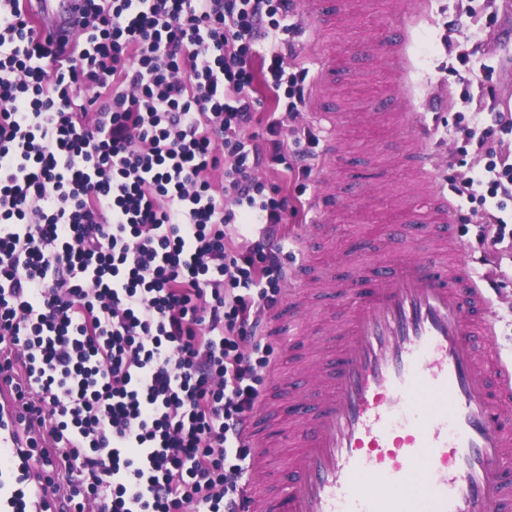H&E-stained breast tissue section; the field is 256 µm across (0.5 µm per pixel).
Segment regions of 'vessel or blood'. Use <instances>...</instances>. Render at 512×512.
I'll use <instances>...</instances> for the list:
<instances>
[{
  "label": "vessel or blood",
  "instance_id": "1",
  "mask_svg": "<svg viewBox=\"0 0 512 512\" xmlns=\"http://www.w3.org/2000/svg\"><path fill=\"white\" fill-rule=\"evenodd\" d=\"M315 31L350 0H310ZM79 0H33L38 36L70 45ZM400 26L378 29L379 51L404 58ZM332 68L319 63L313 100L317 118L335 125L323 99ZM398 148L421 180L431 176L420 132H403ZM318 213L297 237L335 233L329 217L333 196L314 191ZM407 208L435 224L420 248L409 249L401 225H391L382 251L389 258L367 263L346 258L352 274L344 292L346 316L328 318L313 348L317 386L283 383L281 397L294 400L298 419L284 440L292 449L283 468L250 484L236 512H512V360L497 353L491 301L476 273L449 251H462L448 222L447 197H409ZM305 288L334 293L333 278L314 277L310 261L289 273ZM14 411L0 391V446L14 447ZM244 435L253 456L275 440L248 420Z\"/></svg>",
  "mask_w": 512,
  "mask_h": 512
}]
</instances>
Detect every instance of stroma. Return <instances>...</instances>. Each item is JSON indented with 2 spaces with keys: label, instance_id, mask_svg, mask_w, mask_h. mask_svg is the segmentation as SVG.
I'll use <instances>...</instances> for the list:
<instances>
[{
  "label": "stroma",
  "instance_id": "obj_1",
  "mask_svg": "<svg viewBox=\"0 0 512 512\" xmlns=\"http://www.w3.org/2000/svg\"><path fill=\"white\" fill-rule=\"evenodd\" d=\"M406 10L411 21L406 34L407 73L401 80L378 53L361 57L352 53L355 44L371 37L375 20L353 19L325 35L320 44L310 30L299 36V61L304 67L314 68L323 54L356 71L352 77L339 76L332 91L343 116L337 137L345 155L311 175L312 180H324L326 190L347 204L336 214V235L317 246L315 253L317 261L340 277L348 276L349 270L339 264V256L355 250L359 239L379 238L405 196L423 188L432 194H450L451 179L479 167L478 157L464 152L457 131L472 101L512 98V0H497L492 8L487 0H406ZM391 94L402 99L409 124L431 132L426 146L434 178L427 186H420L404 156L386 145L399 132L396 122L372 118L378 99ZM455 231L466 246L463 259L469 267L493 274L497 286L490 294L497 304V343L503 357H512V252L496 254L478 225L459 223ZM302 300L306 310L301 337L273 343L268 365L255 368L264 387L299 374L300 361L308 354L306 343L318 335L327 304L307 292Z\"/></svg>",
  "mask_w": 512,
  "mask_h": 512
}]
</instances>
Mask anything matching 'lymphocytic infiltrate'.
Here are the masks:
<instances>
[{
  "label": "lymphocytic infiltrate",
  "mask_w": 512,
  "mask_h": 512,
  "mask_svg": "<svg viewBox=\"0 0 512 512\" xmlns=\"http://www.w3.org/2000/svg\"><path fill=\"white\" fill-rule=\"evenodd\" d=\"M78 45L0 0V386L51 512H234L251 364L313 170L296 0H82ZM266 112H259V105ZM265 119V133L250 129ZM458 219L512 225V109L459 129Z\"/></svg>",
  "instance_id": "f902f5d3"
}]
</instances>
